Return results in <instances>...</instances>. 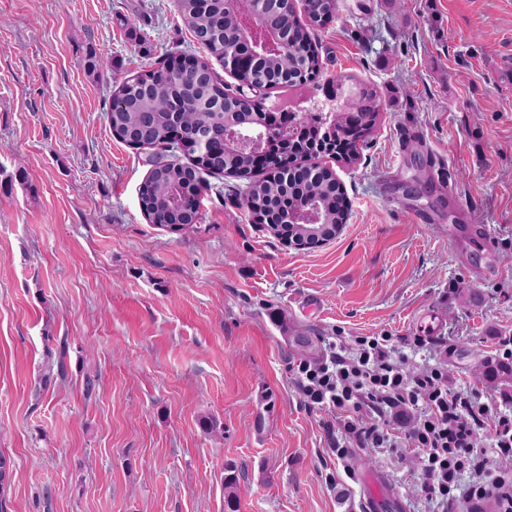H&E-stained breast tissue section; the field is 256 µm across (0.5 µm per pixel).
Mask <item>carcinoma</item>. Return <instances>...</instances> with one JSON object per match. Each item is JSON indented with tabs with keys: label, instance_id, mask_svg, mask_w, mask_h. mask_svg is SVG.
<instances>
[{
	"label": "carcinoma",
	"instance_id": "carcinoma-1",
	"mask_svg": "<svg viewBox=\"0 0 512 512\" xmlns=\"http://www.w3.org/2000/svg\"><path fill=\"white\" fill-rule=\"evenodd\" d=\"M184 24L198 44L212 57L224 61V53L241 47L242 21L224 11L221 0H178ZM304 22L294 12L291 0H280L271 21L278 26L283 50L265 57L257 54L236 75L233 87L214 75L205 85L200 73L207 62L190 53L166 59L162 66L143 73V79L113 91L108 114L112 135L130 127H144L150 148L171 154L181 150L178 140H190L198 129H209L211 136L201 150L187 149L190 163L154 166L138 191L139 204L146 218L158 224H178L183 216L170 206L173 189L189 192L188 204L200 206L209 176L237 174L248 181L239 195V205L248 211L261 209L267 223L282 224L283 215L299 202L316 204L327 224H344L343 186L333 169L307 161L315 156L316 142L333 137L344 146V153H359L372 133L379 105L372 90L361 87L358 96L331 112H291L290 120L302 121L299 137L276 142L270 150V167L256 170L246 150L230 151L224 146V124H235L244 139H256L264 132L262 112L242 106L243 90L270 84L286 90L314 83L320 77L319 54L313 43L312 28L336 19L337 0H305ZM482 375L502 386L512 387V361H485ZM240 471L233 463L224 466V512H238Z\"/></svg>",
	"mask_w": 512,
	"mask_h": 512
}]
</instances>
